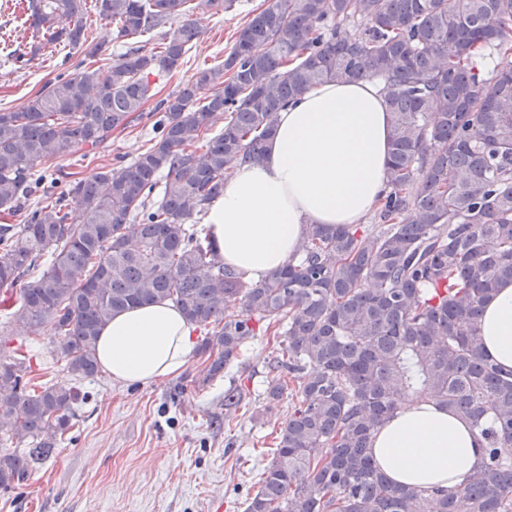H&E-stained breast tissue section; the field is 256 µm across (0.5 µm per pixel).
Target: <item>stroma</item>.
I'll list each match as a JSON object with an SVG mask.
<instances>
[{
    "label": "stroma",
    "instance_id": "35a3bbf8",
    "mask_svg": "<svg viewBox=\"0 0 512 512\" xmlns=\"http://www.w3.org/2000/svg\"><path fill=\"white\" fill-rule=\"evenodd\" d=\"M267 4L234 0L227 11L196 12L202 37L174 75L156 78L160 96L223 60L236 32ZM13 7L0 0V108L18 111L67 69L72 49L60 44L52 55L4 63L7 53L29 52L32 43ZM154 135L152 120H143L113 134L99 161L64 160L58 170L91 178L100 162L131 159ZM270 352L266 337H255L243 365L204 387L195 381L204 366L198 354L181 373L144 387L121 386L104 372L80 382L74 426L24 482L0 489V512H243L270 458L264 437L282 426L291 403L286 397L278 409H265ZM232 383L244 400L228 413L224 391Z\"/></svg>",
    "mask_w": 512,
    "mask_h": 512
}]
</instances>
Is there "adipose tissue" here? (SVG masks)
Returning a JSON list of instances; mask_svg holds the SVG:
<instances>
[{
	"label": "adipose tissue",
	"mask_w": 512,
	"mask_h": 512,
	"mask_svg": "<svg viewBox=\"0 0 512 512\" xmlns=\"http://www.w3.org/2000/svg\"><path fill=\"white\" fill-rule=\"evenodd\" d=\"M391 116L379 85L359 79L318 85L276 115L262 162L237 166L206 221L225 265L260 279L288 263L309 225L360 224L386 186ZM195 326L162 301L113 317L97 357L116 383L145 386L181 372ZM483 349L512 369V281L487 302ZM372 455L395 482L455 489L484 449L471 422L420 398L375 432Z\"/></svg>",
	"instance_id": "adipose-tissue-1"
}]
</instances>
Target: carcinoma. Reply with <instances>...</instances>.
I'll use <instances>...</instances> for the list:
<instances>
[{
	"instance_id": "obj_1",
	"label": "carcinoma",
	"mask_w": 512,
	"mask_h": 512,
	"mask_svg": "<svg viewBox=\"0 0 512 512\" xmlns=\"http://www.w3.org/2000/svg\"><path fill=\"white\" fill-rule=\"evenodd\" d=\"M83 0H26L30 53L64 42L73 70L20 112L0 108V288L19 287L14 336L50 331L75 380L117 313L174 304L203 333L208 381L274 342L265 409L296 399L244 512H512V370L482 353L480 323L512 280V0H269L223 61L160 99L157 135L129 162L61 185L54 164L100 152L144 117L201 32L168 24L233 0H95L114 57L87 42ZM377 81L391 113L375 229L311 225L292 261L254 281L198 227L224 182L260 163L275 117L326 82ZM223 129L210 133L213 121ZM429 397L471 421L481 468L454 491L394 483L376 429ZM76 387L37 382L0 347V489L25 480L71 429Z\"/></svg>"
}]
</instances>
